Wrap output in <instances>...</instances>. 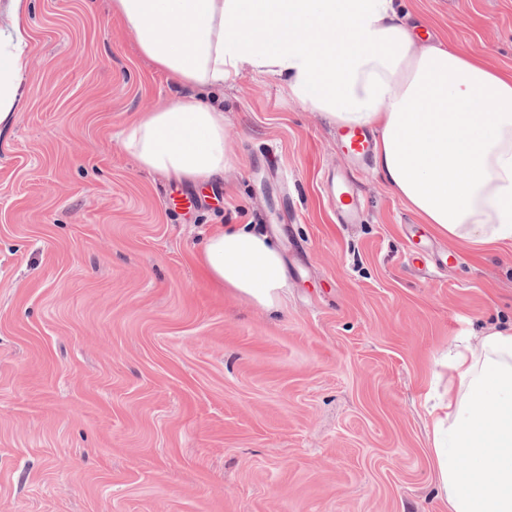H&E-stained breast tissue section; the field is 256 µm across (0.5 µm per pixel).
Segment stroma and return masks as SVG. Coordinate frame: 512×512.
<instances>
[{"label": "stroma", "instance_id": "obj_1", "mask_svg": "<svg viewBox=\"0 0 512 512\" xmlns=\"http://www.w3.org/2000/svg\"><path fill=\"white\" fill-rule=\"evenodd\" d=\"M420 36L512 66V0H400ZM22 95L0 124V512H438L439 357L512 317V249L435 231L373 166L337 223L336 129L277 77L202 97L240 162L173 183L119 133L186 95L111 0H30ZM216 224L280 248L272 314L203 279ZM447 255L424 274L412 249ZM328 195L336 210L338 223L357 224L360 221L364 213L362 203L349 172L333 174Z\"/></svg>", "mask_w": 512, "mask_h": 512}]
</instances>
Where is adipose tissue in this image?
<instances>
[{"mask_svg": "<svg viewBox=\"0 0 512 512\" xmlns=\"http://www.w3.org/2000/svg\"><path fill=\"white\" fill-rule=\"evenodd\" d=\"M0 33V123L27 68V0ZM139 51L177 83L272 75L339 127H371L374 169L435 232L512 246V68L438 40L416 42L394 0H112ZM142 168L208 182L235 164L224 112L197 96L122 132ZM207 280L268 312L288 295L278 246L247 224L217 225L196 256ZM430 411L436 497L448 512H512V323L448 357Z\"/></svg>", "mask_w": 512, "mask_h": 512, "instance_id": "adipose-tissue-1", "label": "adipose tissue"}]
</instances>
